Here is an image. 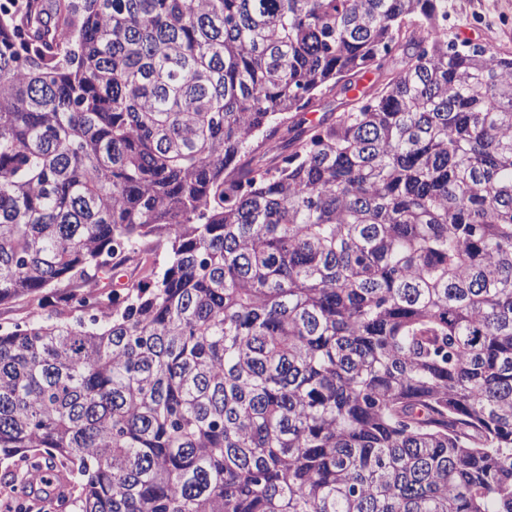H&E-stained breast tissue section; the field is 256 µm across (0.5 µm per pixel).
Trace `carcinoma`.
I'll return each instance as SVG.
<instances>
[{"mask_svg":"<svg viewBox=\"0 0 512 512\" xmlns=\"http://www.w3.org/2000/svg\"><path fill=\"white\" fill-rule=\"evenodd\" d=\"M32 2L0 0L15 500L512 512V56L448 0Z\"/></svg>","mask_w":512,"mask_h":512,"instance_id":"cac0c4a2","label":"carcinoma"}]
</instances>
